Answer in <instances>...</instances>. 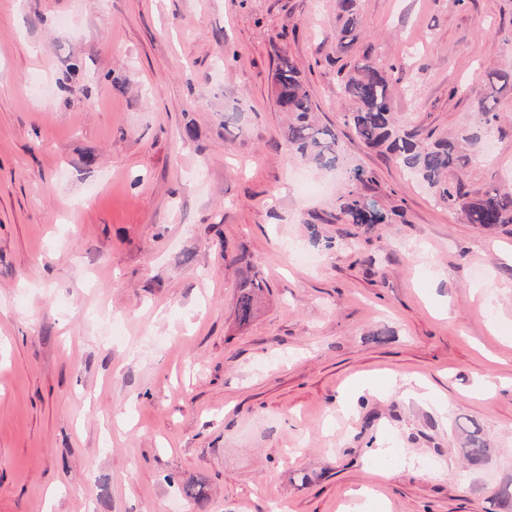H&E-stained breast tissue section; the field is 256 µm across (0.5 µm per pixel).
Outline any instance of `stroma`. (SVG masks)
Listing matches in <instances>:
<instances>
[{"label": "stroma", "mask_w": 512, "mask_h": 512, "mask_svg": "<svg viewBox=\"0 0 512 512\" xmlns=\"http://www.w3.org/2000/svg\"><path fill=\"white\" fill-rule=\"evenodd\" d=\"M357 4L343 53L336 0H0V512H349L362 488L381 512H512V388L488 384L512 378V225L436 202L336 86L365 57L404 128L473 130L512 0ZM283 53L389 223H349L340 174L289 153ZM497 99L473 193L512 188ZM243 253L267 284L245 326ZM100 304L125 317L109 344ZM488 451L489 448H487V443L481 436L480 429L474 428L469 433L468 447L465 448L467 461L472 465H478L486 459Z\"/></svg>", "instance_id": "35a3bbf8"}]
</instances>
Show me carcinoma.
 <instances>
[{
	"instance_id": "obj_1",
	"label": "carcinoma",
	"mask_w": 512,
	"mask_h": 512,
	"mask_svg": "<svg viewBox=\"0 0 512 512\" xmlns=\"http://www.w3.org/2000/svg\"><path fill=\"white\" fill-rule=\"evenodd\" d=\"M338 26L334 38L340 51H346L357 39V0H336ZM337 82L341 96L349 103L347 116L354 135L370 146H383L395 162L423 182L434 199L460 211L468 223L481 228L512 224V189L492 187L475 197L464 189L456 171L479 160L478 152L462 153L450 141L429 142L415 132L402 129L393 112L388 87L391 75L365 59L347 70L338 69ZM512 84V67L492 73L491 92L482 97L476 110V125L489 132L500 115L486 105V100ZM275 104L288 113L285 141L288 149L319 168L334 169L340 161L336 131L321 125L314 116L309 90L294 62L287 56L278 58L275 71ZM340 211L353 224H386L388 215L378 202L368 200L351 190L342 197ZM242 289L236 314L246 325L254 318L265 283L252 274V264L240 255ZM489 448L476 428L469 433L465 448L467 461L482 463Z\"/></svg>"
}]
</instances>
